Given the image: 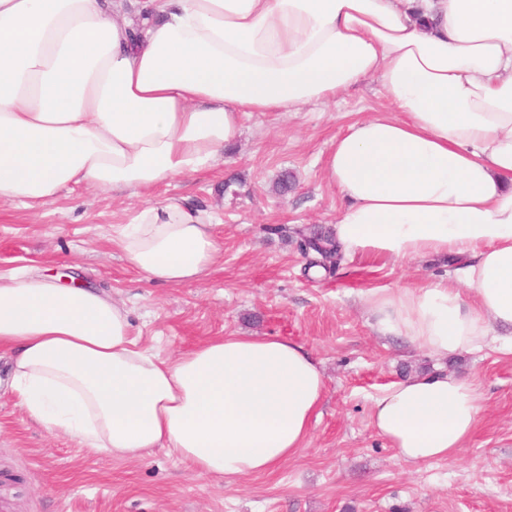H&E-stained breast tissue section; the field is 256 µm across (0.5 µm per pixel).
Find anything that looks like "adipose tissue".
Returning a JSON list of instances; mask_svg holds the SVG:
<instances>
[{
	"instance_id": "obj_1",
	"label": "adipose tissue",
	"mask_w": 512,
	"mask_h": 512,
	"mask_svg": "<svg viewBox=\"0 0 512 512\" xmlns=\"http://www.w3.org/2000/svg\"><path fill=\"white\" fill-rule=\"evenodd\" d=\"M379 75L389 110L337 137L325 169L349 258L453 257L452 277L361 294L371 326L432 355H512V0H0V201L31 210L92 186L136 195L212 168L249 112L326 104ZM217 219L145 201L112 232L173 285L216 263ZM0 351L28 416L98 455L165 448L198 473L264 475L305 446L326 390L277 336L139 347L110 294L36 273L0 281ZM472 383L418 374L374 397L400 457L455 455Z\"/></svg>"
}]
</instances>
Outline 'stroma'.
<instances>
[{
  "mask_svg": "<svg viewBox=\"0 0 512 512\" xmlns=\"http://www.w3.org/2000/svg\"><path fill=\"white\" fill-rule=\"evenodd\" d=\"M386 105L377 77L334 104L252 112L224 160L147 197L81 187L38 212L0 205V279L51 271L106 291L129 312L132 336L169 358L210 338L247 333L302 345L326 391L305 449L260 476H203L155 448L138 461L102 458L30 420L0 356V512H512V356L490 348L446 358L376 335L359 301L370 288L437 281L448 258L349 260L314 277L303 233L331 228L341 205L324 163L333 140ZM294 184L280 194L283 173ZM181 194L212 210L220 257L198 282L175 286L134 271L112 244L143 199ZM438 370L471 381L478 424L450 458L411 463L371 426L386 386Z\"/></svg>",
  "mask_w": 512,
  "mask_h": 512,
  "instance_id": "stroma-1",
  "label": "stroma"
}]
</instances>
